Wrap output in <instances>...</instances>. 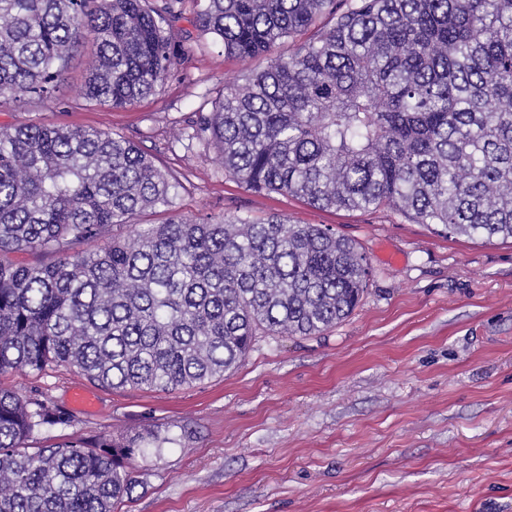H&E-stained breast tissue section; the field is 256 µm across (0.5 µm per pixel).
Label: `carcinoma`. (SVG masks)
I'll return each mask as SVG.
<instances>
[{
  "instance_id": "cac0c4a2",
  "label": "carcinoma",
  "mask_w": 512,
  "mask_h": 512,
  "mask_svg": "<svg viewBox=\"0 0 512 512\" xmlns=\"http://www.w3.org/2000/svg\"><path fill=\"white\" fill-rule=\"evenodd\" d=\"M176 0H0V98L51 100L94 34L88 102L125 107L173 68ZM195 26L262 58L189 134L224 175L318 209H390L445 234L512 239V0H204ZM291 41L288 54L278 48ZM131 139L0 128V373L68 365L103 388L173 391L236 369L255 336H314L357 307L369 264L321 224L182 218ZM90 243L99 247L85 249ZM73 415L0 391V512H113L137 440L29 450Z\"/></svg>"
}]
</instances>
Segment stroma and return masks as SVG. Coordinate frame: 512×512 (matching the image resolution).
Returning a JSON list of instances; mask_svg holds the SVG:
<instances>
[{"instance_id": "stroma-1", "label": "stroma", "mask_w": 512, "mask_h": 512, "mask_svg": "<svg viewBox=\"0 0 512 512\" xmlns=\"http://www.w3.org/2000/svg\"><path fill=\"white\" fill-rule=\"evenodd\" d=\"M178 60L137 103L80 96L91 45L48 102H0V127L117 133L153 156L188 217L284 216L354 240L370 273L353 314L316 336L257 338L224 377L176 391L104 389L75 369L0 373L42 395L86 438L136 436L114 512H512V240L443 234L390 210H320L224 175L187 134L250 65L178 0ZM95 406H73L72 391Z\"/></svg>"}]
</instances>
